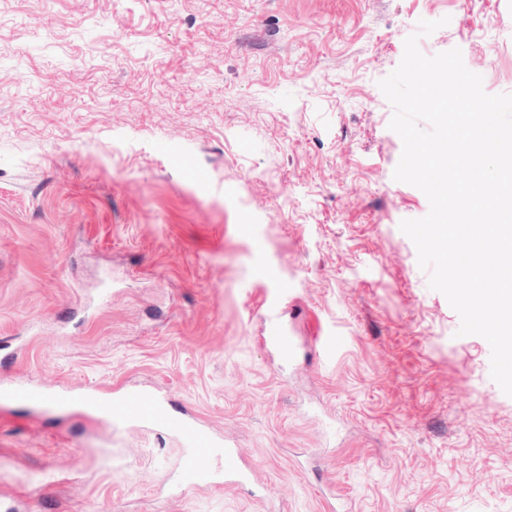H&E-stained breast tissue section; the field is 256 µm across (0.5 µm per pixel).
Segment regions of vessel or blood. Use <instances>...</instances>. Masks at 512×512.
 <instances>
[{
	"mask_svg": "<svg viewBox=\"0 0 512 512\" xmlns=\"http://www.w3.org/2000/svg\"><path fill=\"white\" fill-rule=\"evenodd\" d=\"M260 342L278 361H288L293 355V339L281 329H273L270 335L261 337ZM0 398L21 401L37 408L50 400L42 387L29 382L0 385ZM76 400L92 412L108 418L114 431L125 427H150L175 434L186 450V459L176 476L175 487L192 488L215 480L220 474L228 480L239 481L249 477L237 450L187 415L169 412L162 396L129 390L111 400L96 391L84 390L77 394Z\"/></svg>",
	"mask_w": 512,
	"mask_h": 512,
	"instance_id": "obj_1",
	"label": "vessel or blood"
}]
</instances>
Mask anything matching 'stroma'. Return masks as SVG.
<instances>
[{"label":"stroma","instance_id":"35a3bbf8","mask_svg":"<svg viewBox=\"0 0 512 512\" xmlns=\"http://www.w3.org/2000/svg\"><path fill=\"white\" fill-rule=\"evenodd\" d=\"M414 34L512 94V0H0V380L56 398L0 399V505L512 512V396L399 228L430 205L378 82ZM129 386L254 476L174 490L180 443L143 428L102 465L110 422L60 395ZM260 342L269 350L272 358L281 362L292 358L294 342L293 337L288 336L287 332L274 328L269 336H261Z\"/></svg>","mask_w":512,"mask_h":512}]
</instances>
